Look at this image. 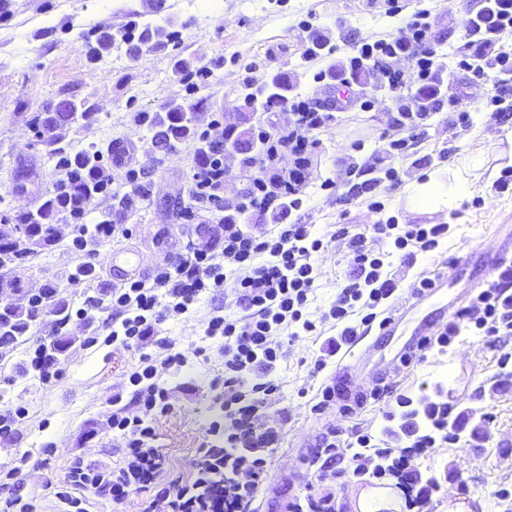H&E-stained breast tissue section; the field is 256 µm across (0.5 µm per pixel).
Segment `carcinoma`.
Here are the masks:
<instances>
[{
    "label": "carcinoma",
    "mask_w": 512,
    "mask_h": 512,
    "mask_svg": "<svg viewBox=\"0 0 512 512\" xmlns=\"http://www.w3.org/2000/svg\"><path fill=\"white\" fill-rule=\"evenodd\" d=\"M166 35L162 26L139 27L132 22L115 34H100L96 39L95 54L107 50L120 38L132 48L139 50L152 39ZM291 86L280 76L259 88L246 85L242 89L245 109L257 112L265 109L268 103L277 102L288 105ZM207 99L199 97L187 105L169 108L165 114L154 115L148 123L151 151L168 152L175 144L195 135L194 121L196 114L205 109ZM90 107L84 102L65 100L52 111L44 112L36 119L37 127L42 129L43 143L50 158L56 160V167L66 172V177L56 183L53 193L43 202L36 212L19 214L15 217L14 229L25 230L22 240L0 238V277L7 275L12 267L36 254V248L53 242L55 224L61 214L67 213L81 217L92 200L105 192L101 182L103 155L97 150L71 152L65 144L67 130L84 119ZM227 143L211 142L200 139L199 154L208 160L215 155L224 154ZM146 200L140 186L131 184L130 190L112 193V210L118 212L132 211L136 203ZM29 324L28 318L14 313L10 309L0 313V359L9 355L24 336Z\"/></svg>",
    "instance_id": "cac0c4a2"
}]
</instances>
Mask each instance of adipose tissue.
Returning <instances> with one entry per match:
<instances>
[{
  "mask_svg": "<svg viewBox=\"0 0 512 512\" xmlns=\"http://www.w3.org/2000/svg\"><path fill=\"white\" fill-rule=\"evenodd\" d=\"M481 168L479 161L465 157L430 173L424 182L411 183L404 191L409 208L418 213H444L458 207L466 194L475 191Z\"/></svg>",
  "mask_w": 512,
  "mask_h": 512,
  "instance_id": "adipose-tissue-1",
  "label": "adipose tissue"
}]
</instances>
